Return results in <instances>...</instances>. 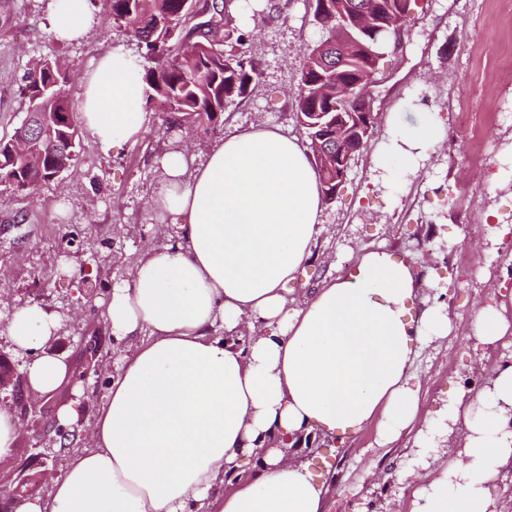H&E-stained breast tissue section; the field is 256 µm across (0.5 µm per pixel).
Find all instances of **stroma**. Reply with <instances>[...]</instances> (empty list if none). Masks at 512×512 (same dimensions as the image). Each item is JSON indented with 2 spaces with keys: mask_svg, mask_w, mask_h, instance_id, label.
Segmentation results:
<instances>
[{
  "mask_svg": "<svg viewBox=\"0 0 512 512\" xmlns=\"http://www.w3.org/2000/svg\"><path fill=\"white\" fill-rule=\"evenodd\" d=\"M86 5L94 28L81 40L60 42L51 32L50 0H0V138L11 137L28 110L21 87L35 62H65L76 107L83 78L102 53L139 54L130 33L104 26L106 0ZM239 21L256 33L265 75L250 99L225 112L223 124L168 127L167 113L152 100L150 122L137 141L105 155L87 139L54 179L23 192L0 185V309L36 305L60 318L50 349L70 363L73 379L56 391L55 405L68 403L75 385L84 389V412L70 433L73 448L90 447L113 369L114 341L102 318L112 287L170 234L151 207L162 155L177 143L198 156L225 134L259 125L306 138L291 105L303 49L319 37L305 0H293L287 17L260 27L248 11ZM405 42L374 89L375 133L344 190L326 205V229L288 296L302 303L323 280L347 276L366 251L383 249L409 263L417 276V308L440 292L453 320L447 337L418 348L412 366L423 416L430 419L454 389L480 387L489 367L512 351L511 343L477 345L471 332L486 305L512 313V180L497 175L512 147V0H428ZM425 108L444 120L446 138L404 182L378 188L372 154L388 122L415 124ZM475 129L482 136L477 151L470 144ZM55 423L52 417L18 421L15 450L5 464L37 478L38 497L48 495L54 476L44 473L34 446ZM317 443L309 461L327 480V512H361L366 504L373 512H410L414 486L406 473L417 466L416 432L383 444L370 425L344 442L321 437Z\"/></svg>",
  "mask_w": 512,
  "mask_h": 512,
  "instance_id": "obj_1",
  "label": "stroma"
}]
</instances>
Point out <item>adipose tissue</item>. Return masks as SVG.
I'll return each mask as SVG.
<instances>
[{
    "label": "adipose tissue",
    "instance_id": "1",
    "mask_svg": "<svg viewBox=\"0 0 512 512\" xmlns=\"http://www.w3.org/2000/svg\"><path fill=\"white\" fill-rule=\"evenodd\" d=\"M52 31L74 41L95 25L86 0H51ZM141 58L115 49L83 82L81 119L102 153L137 140L144 110ZM438 113L393 121L376 148L383 184L400 182L446 137ZM307 147L275 126L224 136L198 163L162 162L153 209L175 228L116 283L103 318L125 347L108 377L90 447L75 450L44 497L14 512H325V484L302 445L377 424L392 440L419 424L418 348L448 335L437 299L411 304V267L373 250L348 276L323 282L303 304L288 286L325 229ZM28 386L50 399L70 373L46 346L60 320L32 305L6 322ZM463 429L456 455L417 483L412 512H497L493 491L512 466V354L479 391L448 397L420 448ZM223 495H216L217 486Z\"/></svg>",
    "mask_w": 512,
    "mask_h": 512
}]
</instances>
